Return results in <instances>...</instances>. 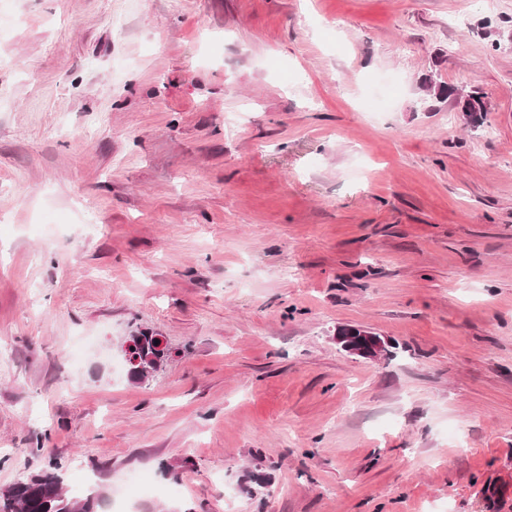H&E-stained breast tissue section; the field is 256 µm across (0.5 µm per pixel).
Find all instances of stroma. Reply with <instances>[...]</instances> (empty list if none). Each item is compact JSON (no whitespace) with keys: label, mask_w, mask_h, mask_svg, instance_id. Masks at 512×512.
<instances>
[{"label":"stroma","mask_w":512,"mask_h":512,"mask_svg":"<svg viewBox=\"0 0 512 512\" xmlns=\"http://www.w3.org/2000/svg\"><path fill=\"white\" fill-rule=\"evenodd\" d=\"M0 19V489L57 465L73 496L146 475L127 512H512V0ZM141 331L170 356L137 381ZM336 342L352 355L376 360L386 356L389 352L388 343L384 339L373 332L360 328L357 332L351 328L338 329Z\"/></svg>","instance_id":"obj_1"}]
</instances>
